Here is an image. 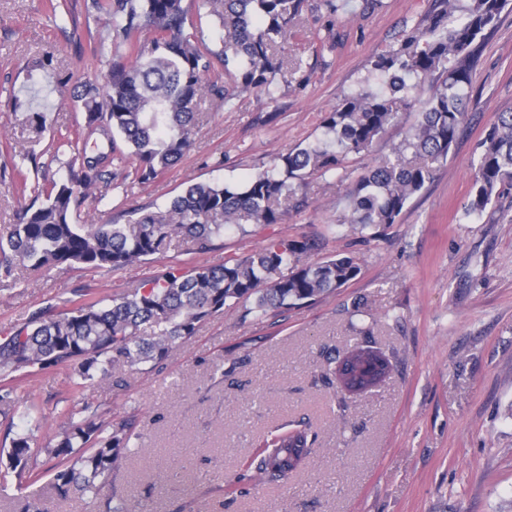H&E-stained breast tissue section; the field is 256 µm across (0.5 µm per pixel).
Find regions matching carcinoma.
Wrapping results in <instances>:
<instances>
[{"label":"carcinoma","instance_id":"carcinoma-1","mask_svg":"<svg viewBox=\"0 0 512 512\" xmlns=\"http://www.w3.org/2000/svg\"><path fill=\"white\" fill-rule=\"evenodd\" d=\"M303 2L204 0L222 30L221 46L213 49L186 32L182 0H92L128 45L129 55L108 56L103 44L95 45L92 55L108 65L101 83L89 78L70 89L57 74L60 100L85 113L89 133L67 140L71 158L65 174L16 211L7 240H0V270L8 275L19 267L62 264L119 270L164 252L177 237L191 239L200 253L210 252L225 232L241 230L245 223H278L282 202L295 198L308 177L336 173L349 156L370 152L401 119L402 104L417 108L410 134L346 194L349 224L363 231L397 223L434 178L436 165L448 159L467 116L476 52L507 0H439L426 24L404 31L396 46L371 61L370 75L382 81V89L365 86L326 113V142L282 156L242 183H194L166 210L142 213L130 224H99L82 214L99 185L110 183L115 137L136 161L138 180L146 183L190 150L195 108L203 98L227 104L240 90L271 91ZM145 31L153 37L143 43ZM218 64L222 82L210 78ZM427 82L430 94L418 103L410 92ZM482 147L466 209L474 216L486 212L500 188H512V112L499 114ZM317 249L312 239L271 240L242 259L172 265L106 305L96 300L60 313L38 309L0 336V378L67 367L77 389L94 382L118 386L116 362L132 369L158 364L200 322L226 306L251 300L252 312L288 311L337 290L360 272L352 256L309 261ZM144 328L151 330L147 338ZM343 362L350 372L336 381L340 391L349 393L376 386L391 367L362 342ZM17 401L13 385L0 386L3 416ZM63 417L66 425L52 448L39 447L31 432L15 435L9 447L0 448V485L31 477V461L44 452L56 459L53 487L59 499L92 493L101 497L103 512H130L113 503L105 489L122 461L132 423L111 426L86 406H73ZM314 442L306 429L274 436L266 442L259 472L273 481L288 479L304 466Z\"/></svg>","mask_w":512,"mask_h":512}]
</instances>
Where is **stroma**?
<instances>
[{"mask_svg": "<svg viewBox=\"0 0 512 512\" xmlns=\"http://www.w3.org/2000/svg\"><path fill=\"white\" fill-rule=\"evenodd\" d=\"M435 0H305L286 63L271 91L239 92L231 105L200 102L192 149L140 184L130 162L115 166L97 222L127 223L133 210L160 211L197 182H238L271 161L324 137L322 121L369 75L374 56L403 28L424 22ZM64 20L45 0H0V237L31 189L59 179L67 161L59 138L85 129L83 112L61 103L58 59L73 82L104 75L90 48L128 52L91 0H70ZM470 107L448 159L396 224L366 240L349 223L348 189L391 157L414 115L391 127L370 154L336 174L313 176L302 206L283 203L276 224H245L221 248L200 254L173 240L153 259L112 271L60 266L0 277V334L47 306L61 311L82 296L106 300L141 286L167 266L242 258L273 238L317 240V258H358L361 271L318 302L285 313L245 315L244 304L198 324L154 370L116 365L121 386L72 385L69 369L23 380L16 432L55 443L60 414L78 404L112 421L134 417L139 432L109 492L133 512H512V190L476 220L464 213L481 143L499 113L512 111V10L485 40L469 89ZM46 118L42 136L28 113ZM365 328L392 363L372 391L349 395L325 384ZM315 439L306 466L274 484L255 473L266 440L297 423ZM48 456L28 487L0 491V512L36 496L45 512H101L91 496L56 497Z\"/></svg>", "mask_w": 512, "mask_h": 512, "instance_id": "stroma-1", "label": "stroma"}]
</instances>
